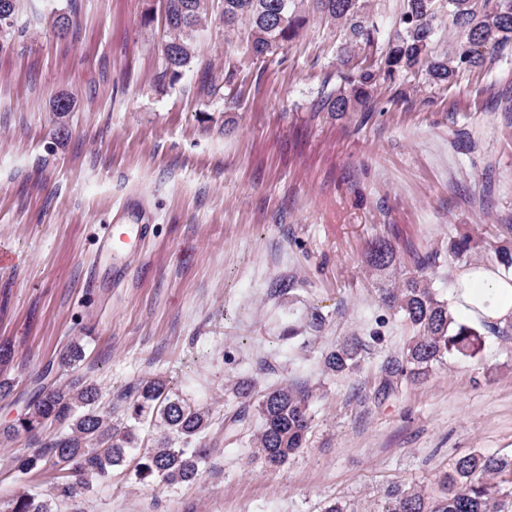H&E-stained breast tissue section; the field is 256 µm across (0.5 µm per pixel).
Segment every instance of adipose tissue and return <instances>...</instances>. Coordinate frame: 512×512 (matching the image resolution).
Here are the masks:
<instances>
[{
	"label": "adipose tissue",
	"instance_id": "adipose-tissue-1",
	"mask_svg": "<svg viewBox=\"0 0 512 512\" xmlns=\"http://www.w3.org/2000/svg\"><path fill=\"white\" fill-rule=\"evenodd\" d=\"M458 281L474 286L475 293L483 297L485 304L475 309L471 308L470 295L459 293L455 296L456 309L465 311L474 321L499 327L512 324V272L468 267L460 272Z\"/></svg>",
	"mask_w": 512,
	"mask_h": 512
}]
</instances>
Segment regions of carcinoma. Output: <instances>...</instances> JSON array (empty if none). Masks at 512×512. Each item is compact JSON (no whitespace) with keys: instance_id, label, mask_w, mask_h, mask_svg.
Listing matches in <instances>:
<instances>
[{"instance_id":"cac0c4a2","label":"carcinoma","mask_w":512,"mask_h":512,"mask_svg":"<svg viewBox=\"0 0 512 512\" xmlns=\"http://www.w3.org/2000/svg\"><path fill=\"white\" fill-rule=\"evenodd\" d=\"M19 0H0V49L13 27ZM210 0H165L166 33L163 76L175 81L195 56L198 33L212 17ZM336 27L338 44L333 76L320 92V107L327 112H373L377 92L385 86L392 98L403 97L409 79L423 78L429 87L448 88L465 74L485 65L492 56L512 46V0H401L389 27L372 12L370 0H222L219 19L229 33L242 38L252 56L266 57L298 39L310 16ZM452 17L454 37H441L442 18ZM235 70L224 68V81H202L201 90L215 95L234 84ZM483 248L495 253L505 270L512 269V252L470 235L448 247V258L466 256ZM391 245L379 243L369 253L377 270L396 265ZM383 307L399 315L412 330L401 355L383 366V395L406 378L427 377L445 358L475 360L485 347L484 324L462 321L449 300L432 288L428 276L411 275L380 293ZM281 338L294 340L318 333L325 317L314 310L301 320L294 308ZM368 341L349 336L322 355L324 372L344 376L360 367ZM52 366L35 380L25 412L0 427V445L35 435L57 425L62 433L42 448L16 459L19 471L29 473L49 464L60 472L55 497L68 499L78 490L92 488L91 478H105L126 465L128 451L139 447L141 430L153 432L150 448L133 469L140 483L159 480L167 485L192 483L210 454L206 432L209 410L191 404L154 377L138 383L121 396L124 425L112 423V409L101 404V391L81 378L47 382ZM311 387L280 382L261 396L255 406L260 421L251 444L267 465L279 467L306 446L311 429ZM437 489L412 490L395 485L388 491L386 512H512V457L474 450L455 460L436 480ZM3 512H52V502L22 489L5 504Z\"/></svg>"}]
</instances>
